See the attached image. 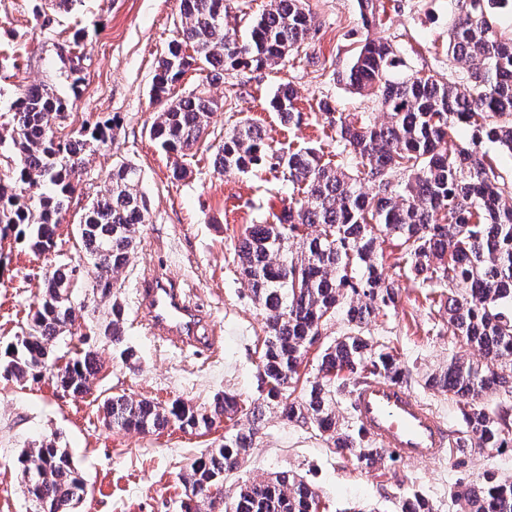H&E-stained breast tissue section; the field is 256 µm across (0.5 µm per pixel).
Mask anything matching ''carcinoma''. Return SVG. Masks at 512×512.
I'll use <instances>...</instances> for the list:
<instances>
[{"mask_svg": "<svg viewBox=\"0 0 512 512\" xmlns=\"http://www.w3.org/2000/svg\"><path fill=\"white\" fill-rule=\"evenodd\" d=\"M500 2L457 0L448 54L462 69L448 71L444 82L396 75L400 60L392 45L365 40L343 80L374 95L387 121L373 124L321 103L324 120L336 129V143L351 155L349 170L332 167L316 147L281 153L251 123L222 138L216 168L243 173L267 166L302 194L275 222L248 225L235 244L241 272L264 314L257 368L263 394L248 400L226 393L208 411L184 401L160 406L123 395L102 404L109 426L123 429L159 430L174 423L208 430L223 417L232 421L224 443L190 463L184 481L198 493L185 512H224V496L212 498L204 491L224 487L225 476L247 462L274 406L288 420L328 434L346 461L370 468L380 459L372 438L338 423L336 407L372 379L406 381L394 347L367 335V327L398 298L375 261L382 237L401 242L398 264L413 278L448 289L428 298L430 305L448 310L453 334L484 355L480 367L453 358L425 380L461 404L466 431L455 440L458 463L472 448L512 445V407L489 410L479 402L501 388L512 393V184L499 179L494 157L482 150L489 143L512 156V34L497 28L491 12ZM226 12L224 0H180L181 27L158 62L153 86L163 109L150 136L166 153L191 151L208 134L218 109L201 94L170 97L194 64L209 68L213 80L224 78L226 70L276 66L309 39L312 29L305 0H273L249 21L241 39L224 30ZM271 105L288 124L301 120L291 85L281 86ZM69 116L67 98L48 85H30L11 104L10 141L0 139V150L12 154V164L0 170V238L13 235L38 254L57 245L66 202L81 182V154L110 139L107 122L73 135L49 129V119L61 126ZM456 128L469 132L467 145L450 142ZM140 180L132 164L112 168L107 194L91 199L78 232L92 265L91 293L59 286L73 278V270L55 268L43 281L26 329L0 353L7 375L35 380L52 373L75 397L90 391L100 369L95 353L79 351L55 371L48 357L60 337L74 336L75 323L96 297L112 295L114 274L139 244L148 215ZM297 237L301 241L293 251L288 241ZM338 313L347 330L323 350L320 379L297 400L292 394L304 358ZM124 315V306L113 300L101 329L129 361L133 352L123 347ZM20 464L27 491L42 512H57L56 506L87 494L66 450L51 442L23 451ZM451 497L460 512H512V478L489 473L476 484H458ZM230 503L233 512H319L320 496L285 471L268 481L242 483Z\"/></svg>", "mask_w": 512, "mask_h": 512, "instance_id": "obj_1", "label": "carcinoma"}]
</instances>
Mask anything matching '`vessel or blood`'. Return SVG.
<instances>
[{"mask_svg":"<svg viewBox=\"0 0 512 512\" xmlns=\"http://www.w3.org/2000/svg\"><path fill=\"white\" fill-rule=\"evenodd\" d=\"M142 305L150 334L177 342H198L202 321L183 300L177 283L146 274ZM357 424L384 450L406 462L439 461L454 449L453 434L434 412L399 381L378 378L352 395Z\"/></svg>","mask_w":512,"mask_h":512,"instance_id":"b4317fda","label":"vessel or blood"}]
</instances>
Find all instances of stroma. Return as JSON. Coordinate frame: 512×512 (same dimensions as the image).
<instances>
[{"label":"stroma","mask_w":512,"mask_h":512,"mask_svg":"<svg viewBox=\"0 0 512 512\" xmlns=\"http://www.w3.org/2000/svg\"><path fill=\"white\" fill-rule=\"evenodd\" d=\"M40 0H0V138H9L6 116L21 90L46 84L73 98L70 128L110 119L115 123L107 145L84 157L86 174L57 231V245L37 255L14 238L0 239V346L20 335L36 304L45 277L61 264L75 267L89 281L90 266L76 240L86 204L104 193L113 166L135 163L148 205V222L127 264L115 276L116 296L125 308V344L134 353L123 362L110 342L93 333L102 300L88 312L82 332L85 349L96 353L101 369L90 391L73 398L55 379L18 380L0 372V512H32L19 454L44 441L67 449L88 484L75 512H183V477L189 463L221 443L229 421L208 432H186L177 426L162 431L107 427L102 402L110 395L147 398L164 404L175 399L207 408L216 396L234 392L258 397L257 365L264 336L260 308L241 274L234 244L246 225L272 221L287 206L294 190L273 172L257 168L224 173L214 166L217 142L207 139L187 155L162 152L149 136L161 111L153 91L158 61L181 25L179 0H79L73 10H53L37 17ZM313 16L310 38L275 67L228 71L223 80H207L189 69L174 89L181 96L197 92L216 100L210 127L227 134L239 125H259L273 148L285 151L321 148L324 158L349 166L339 152L336 134L320 114L321 101L337 111L363 112L385 121L372 96L358 94L341 79L363 40L391 43L408 71L442 80L457 63L448 55V26L454 0H379L376 18L363 25L358 0H307ZM85 31L80 51L72 35ZM80 54L83 81L72 88L69 67ZM285 83L296 91L299 125L284 122L270 106ZM186 168L174 179V167ZM400 252L394 240L381 241L378 262L399 288L395 308L369 327L376 341L391 342L408 375V389L436 412L453 433L463 421L452 400L425 385L429 373L452 358L483 363L481 353L454 336L444 313L429 311L427 289L396 265ZM175 277L189 302L199 306L207 325L221 337L217 353L152 336L137 318L138 289L149 271ZM290 470L318 492L325 512H395L399 499L417 493L435 512H459L450 496L460 480L488 473L512 476V448H474L457 465L455 456L436 462H404L383 454L373 468L342 460L325 434L312 425L267 412L246 466L224 481L225 497L239 484L270 473Z\"/></svg>","instance_id":"1"}]
</instances>
